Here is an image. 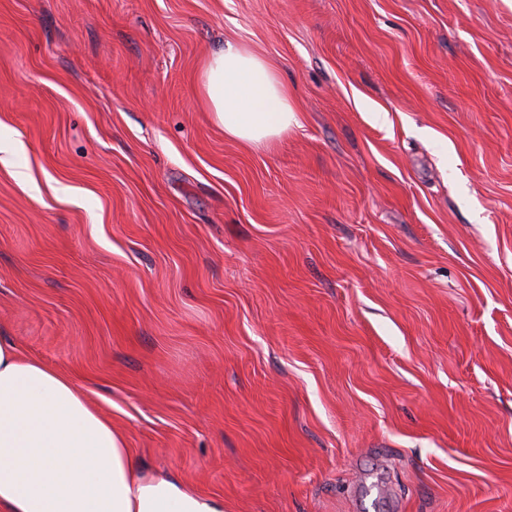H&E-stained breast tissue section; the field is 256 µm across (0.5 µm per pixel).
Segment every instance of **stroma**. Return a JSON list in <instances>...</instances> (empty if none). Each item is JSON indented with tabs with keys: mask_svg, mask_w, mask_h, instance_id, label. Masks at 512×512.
Listing matches in <instances>:
<instances>
[{
	"mask_svg": "<svg viewBox=\"0 0 512 512\" xmlns=\"http://www.w3.org/2000/svg\"><path fill=\"white\" fill-rule=\"evenodd\" d=\"M0 336L224 512H512V0H0ZM197 96L224 134L247 147L272 143L298 123L278 69L236 42H224L202 61Z\"/></svg>",
	"mask_w": 512,
	"mask_h": 512,
	"instance_id": "35a3bbf8",
	"label": "stroma"
}]
</instances>
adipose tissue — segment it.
<instances>
[{"label":"adipose tissue","mask_w":512,"mask_h":512,"mask_svg":"<svg viewBox=\"0 0 512 512\" xmlns=\"http://www.w3.org/2000/svg\"><path fill=\"white\" fill-rule=\"evenodd\" d=\"M197 96L247 147L298 122L278 69L236 42L202 61ZM0 512H224V501L145 470L70 376L0 339Z\"/></svg>","instance_id":"1"}]
</instances>
